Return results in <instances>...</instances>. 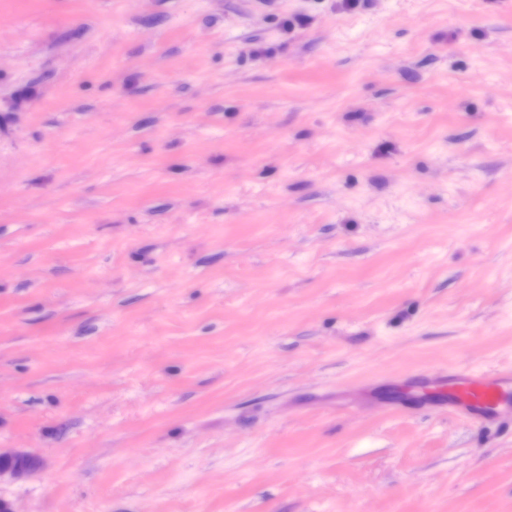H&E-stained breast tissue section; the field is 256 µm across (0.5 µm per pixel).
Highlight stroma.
<instances>
[{
  "label": "stroma",
  "mask_w": 512,
  "mask_h": 512,
  "mask_svg": "<svg viewBox=\"0 0 512 512\" xmlns=\"http://www.w3.org/2000/svg\"><path fill=\"white\" fill-rule=\"evenodd\" d=\"M505 0H0L17 512H512ZM510 386L512 389V372L476 375L460 371L437 401L448 402L449 410L455 414L485 420L496 415L504 392ZM0 480L4 476H10L12 478H26L32 475L36 470V465L31 461L28 456L19 452H2L0 450ZM8 460V464H4L3 461Z\"/></svg>",
  "instance_id": "35a3bbf8"
}]
</instances>
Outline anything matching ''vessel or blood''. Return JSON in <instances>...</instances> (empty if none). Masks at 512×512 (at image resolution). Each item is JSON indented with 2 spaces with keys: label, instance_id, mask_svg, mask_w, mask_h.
Listing matches in <instances>:
<instances>
[{
  "label": "vessel or blood",
  "instance_id": "obj_1",
  "mask_svg": "<svg viewBox=\"0 0 512 512\" xmlns=\"http://www.w3.org/2000/svg\"><path fill=\"white\" fill-rule=\"evenodd\" d=\"M510 388L512 372L476 375L461 371L452 377L447 392L441 393L439 399L455 414L485 420L495 416L505 391Z\"/></svg>",
  "mask_w": 512,
  "mask_h": 512
}]
</instances>
